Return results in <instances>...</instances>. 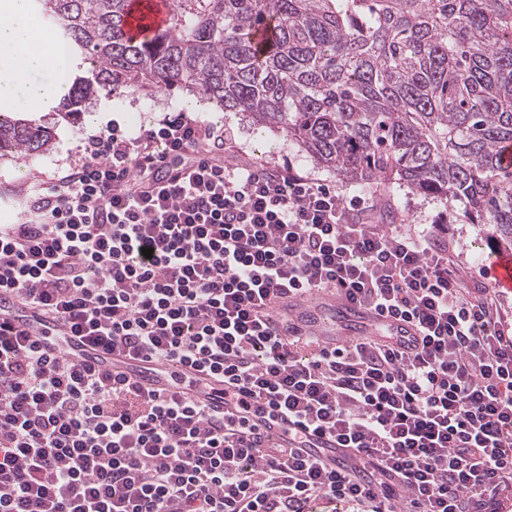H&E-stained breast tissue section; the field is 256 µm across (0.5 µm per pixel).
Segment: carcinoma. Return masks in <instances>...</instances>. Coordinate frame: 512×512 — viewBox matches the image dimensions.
<instances>
[{
    "label": "carcinoma",
    "mask_w": 512,
    "mask_h": 512,
    "mask_svg": "<svg viewBox=\"0 0 512 512\" xmlns=\"http://www.w3.org/2000/svg\"><path fill=\"white\" fill-rule=\"evenodd\" d=\"M33 8L67 47L68 113L123 88L178 87L278 129L349 185L456 198L512 253V0H174L140 41L126 34L129 0ZM87 57L91 76H72ZM52 147L49 121L0 113V157Z\"/></svg>",
    "instance_id": "carcinoma-1"
}]
</instances>
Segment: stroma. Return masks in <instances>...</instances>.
<instances>
[{
	"instance_id": "stroma-1",
	"label": "stroma",
	"mask_w": 512,
	"mask_h": 512,
	"mask_svg": "<svg viewBox=\"0 0 512 512\" xmlns=\"http://www.w3.org/2000/svg\"><path fill=\"white\" fill-rule=\"evenodd\" d=\"M107 109L122 129L135 131L152 126L165 115L183 112L187 116L223 123L232 135L234 153L238 159L270 167L292 166L296 170L335 183L341 193L372 198L383 224H431L440 215H447L452 224L458 247L469 267L487 256L488 247L482 246L478 227L472 224L467 208L452 199L417 192L404 183H379L370 188H358L338 181L334 172L317 165L298 146L283 134L251 125L248 119L232 112H220L212 107L198 108L194 97L178 88L139 91L121 97L100 96L89 106L90 112ZM52 124L55 145L48 153L18 160L0 157V224L18 222L23 202L33 184L53 175L74 152L81 139L91 134L89 118L55 117Z\"/></svg>"
}]
</instances>
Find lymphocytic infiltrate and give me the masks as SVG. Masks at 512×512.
<instances>
[{
    "mask_svg": "<svg viewBox=\"0 0 512 512\" xmlns=\"http://www.w3.org/2000/svg\"><path fill=\"white\" fill-rule=\"evenodd\" d=\"M227 145L181 112L110 125L0 224V292L224 381L220 409L146 394L0 322V512H512V333L449 225L378 223L373 200ZM320 293L416 333L303 351L272 312Z\"/></svg>",
    "mask_w": 512,
    "mask_h": 512,
    "instance_id": "lymphocytic-infiltrate-1",
    "label": "lymphocytic infiltrate"
}]
</instances>
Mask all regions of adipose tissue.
<instances>
[{
	"label": "adipose tissue",
	"mask_w": 512,
	"mask_h": 512,
	"mask_svg": "<svg viewBox=\"0 0 512 512\" xmlns=\"http://www.w3.org/2000/svg\"><path fill=\"white\" fill-rule=\"evenodd\" d=\"M31 0H0V109L37 112L48 109L64 86L47 74L61 58L58 42L41 27Z\"/></svg>",
	"instance_id": "adipose-tissue-1"
}]
</instances>
